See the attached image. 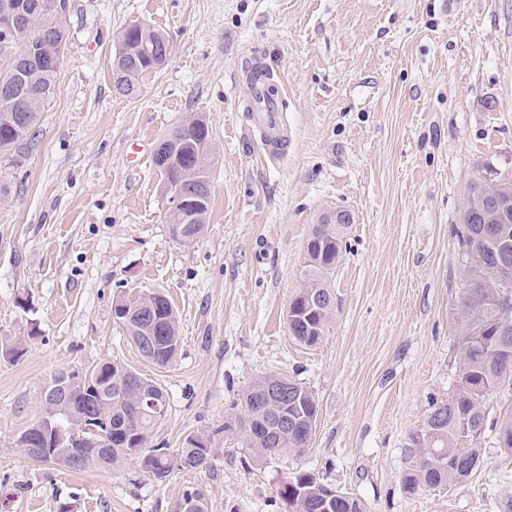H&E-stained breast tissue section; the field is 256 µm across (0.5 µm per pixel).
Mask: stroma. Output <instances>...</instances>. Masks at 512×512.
<instances>
[{"label": "stroma", "mask_w": 512, "mask_h": 512, "mask_svg": "<svg viewBox=\"0 0 512 512\" xmlns=\"http://www.w3.org/2000/svg\"><path fill=\"white\" fill-rule=\"evenodd\" d=\"M56 93L21 167L0 161V512H175L186 487L208 512H285L297 471L360 498L367 512H512V453L494 433L512 387L486 400L482 465L470 480L405 491L427 398L452 393L459 228L486 164L512 181V0H68ZM165 34V66L131 98L115 91L118 34ZM254 59L284 100L286 155L251 137L241 69ZM198 115L211 135V204L194 242L173 239L157 142ZM351 213L331 278L327 336L288 335L307 235ZM166 295L179 349L143 358L116 300ZM105 360L151 378L167 409L150 448L213 435L208 465L159 481L135 460L72 470L25 457L15 439L59 372ZM277 372L319 402L304 453L262 459L225 431L248 385Z\"/></svg>", "instance_id": "35a3bbf8"}]
</instances>
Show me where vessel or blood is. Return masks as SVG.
Listing matches in <instances>:
<instances>
[{
    "mask_svg": "<svg viewBox=\"0 0 512 512\" xmlns=\"http://www.w3.org/2000/svg\"><path fill=\"white\" fill-rule=\"evenodd\" d=\"M247 108L253 137L269 156L279 155L288 140L279 94L270 92L263 81H256L249 87Z\"/></svg>",
    "mask_w": 512,
    "mask_h": 512,
    "instance_id": "obj_1",
    "label": "vessel or blood"
}]
</instances>
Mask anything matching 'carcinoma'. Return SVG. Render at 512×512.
Returning a JSON list of instances; mask_svg holds the SVG:
<instances>
[{"instance_id":"obj_1","label":"carcinoma","mask_w":512,"mask_h":512,"mask_svg":"<svg viewBox=\"0 0 512 512\" xmlns=\"http://www.w3.org/2000/svg\"><path fill=\"white\" fill-rule=\"evenodd\" d=\"M45 0H26L33 7L35 25L31 41L22 46L0 44V75L9 78L16 61L28 57L31 82L27 91L40 96V105L32 111L28 125L17 133L9 112L12 105L3 98L0 80V154L11 166L19 167L28 142L35 136L34 127L45 106L54 97L57 76L66 48V14L42 7ZM53 39L59 48L49 53L44 40ZM135 72L123 95L135 97L140 92V78L154 70L153 60L143 55L133 63L118 52L112 64L115 83L124 82L125 70ZM483 179L474 181L461 218L460 240L469 259L466 288L459 297L458 310L462 322L459 336V364L455 391L446 398L428 397L424 429L413 438L418 450L416 469L405 478V488L415 492L420 487H441L462 483L472 478L482 460L480 441L487 426L486 397L502 387L512 386V311L503 312L502 303L512 297V222L501 224L494 219L498 200L512 195V183L503 182L495 196L482 189ZM348 224H314L306 243V265L302 278L333 294L330 277L342 254ZM295 289L288 301L294 322L288 325L289 335L306 347H314L327 335L332 308L321 305L307 308ZM143 296L133 301L120 300L113 308L114 316L123 325L128 337L140 353L158 366H165L179 342L178 329L158 324L153 335L144 333L146 323L131 312ZM281 377L275 372L257 377L245 390L236 405V422L247 434L250 445L263 455L284 450L302 453L308 448L312 429L318 421L319 409L315 395L302 383L290 378L291 390L283 412L288 415V434L280 437L266 433L264 417L255 412L253 399L261 386ZM80 385L75 396L76 409L72 422L84 421L89 438L112 441L107 457L87 454L68 468L82 470L90 466L114 468L129 459L128 444L140 433L148 431L157 416L139 404L142 392L164 394L153 380L139 377L116 378L109 368H93L73 374ZM500 447L512 452V415L498 427ZM212 440L204 434L186 436L178 448H151L142 451L137 463L142 471L163 481L176 470L197 469L208 463ZM288 512H366L364 503L354 497L336 494V487L321 481L309 471L297 472L288 486L277 491Z\"/></svg>"}]
</instances>
